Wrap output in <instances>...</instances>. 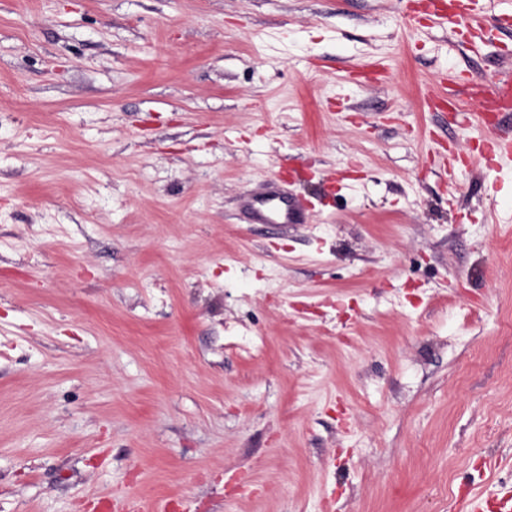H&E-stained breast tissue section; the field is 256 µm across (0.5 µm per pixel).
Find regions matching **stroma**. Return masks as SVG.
<instances>
[{
  "label": "stroma",
  "instance_id": "35a3bbf8",
  "mask_svg": "<svg viewBox=\"0 0 512 512\" xmlns=\"http://www.w3.org/2000/svg\"><path fill=\"white\" fill-rule=\"evenodd\" d=\"M398 0H0V512H512L499 78ZM304 224H254L271 180ZM504 73L491 90H485L481 80L472 77L468 80H462V88L464 94L469 100L476 99L479 102V110L477 112L467 113L470 122L477 125H491L488 117L492 114L494 117L498 115L512 112V69H504ZM469 100L458 99L454 103V112H463L464 106ZM512 153V126L498 122V127L491 131V137L485 142L482 156L490 162L496 155Z\"/></svg>",
  "mask_w": 512,
  "mask_h": 512
}]
</instances>
